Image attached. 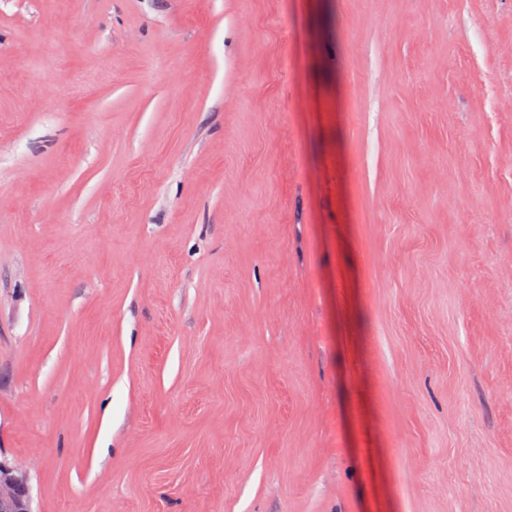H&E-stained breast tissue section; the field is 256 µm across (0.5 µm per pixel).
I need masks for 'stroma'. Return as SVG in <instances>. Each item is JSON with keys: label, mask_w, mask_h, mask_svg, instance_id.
Listing matches in <instances>:
<instances>
[{"label": "stroma", "mask_w": 512, "mask_h": 512, "mask_svg": "<svg viewBox=\"0 0 512 512\" xmlns=\"http://www.w3.org/2000/svg\"><path fill=\"white\" fill-rule=\"evenodd\" d=\"M0 453L36 512H512V0H0Z\"/></svg>", "instance_id": "stroma-1"}]
</instances>
